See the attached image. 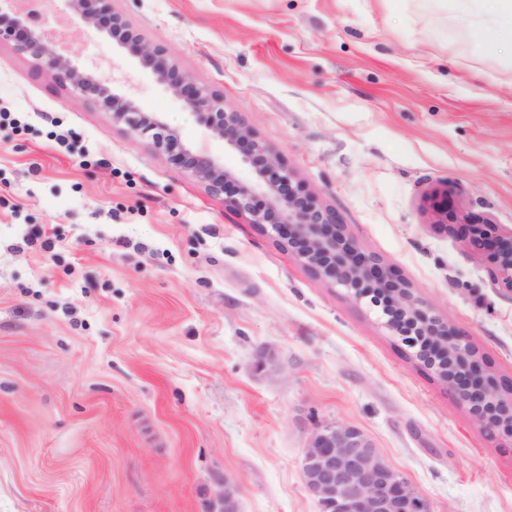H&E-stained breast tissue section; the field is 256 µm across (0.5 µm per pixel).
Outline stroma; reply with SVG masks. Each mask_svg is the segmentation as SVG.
<instances>
[{
    "label": "stroma",
    "mask_w": 512,
    "mask_h": 512,
    "mask_svg": "<svg viewBox=\"0 0 512 512\" xmlns=\"http://www.w3.org/2000/svg\"><path fill=\"white\" fill-rule=\"evenodd\" d=\"M222 94L380 256L512 380V292L434 226L512 231V41L488 52L459 0H112ZM139 106L239 176L213 138L94 29ZM0 512H321L308 435L354 426L429 512H512V441L477 425L375 310L315 276L148 138L0 46ZM282 366L257 371L260 355ZM239 511V486L230 478L224 477L218 483L213 500L211 512H238Z\"/></svg>",
    "instance_id": "stroma-1"
}]
</instances>
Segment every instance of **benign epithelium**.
Masks as SVG:
<instances>
[{"mask_svg":"<svg viewBox=\"0 0 512 512\" xmlns=\"http://www.w3.org/2000/svg\"><path fill=\"white\" fill-rule=\"evenodd\" d=\"M14 4L15 0H0V45L8 44L36 60L55 83L111 113L113 122L134 135L151 134L156 151L209 192L225 195L229 207L247 223L272 232L314 275L344 289L356 302L369 299L380 308L384 326L393 335L420 339L422 346L415 351L418 365L448 385L477 424L494 436L512 439V385L497 380L460 330L435 315L382 258L366 253L350 238L336 211L321 205L304 188L283 156L246 128L239 113L226 111L223 95L181 71L171 49L143 42L112 11L111 0H50L51 11H70L81 24L128 49L144 75L174 92L225 146L242 150L251 171L249 180L238 179L217 159L185 143L159 115L141 111L132 94L58 53L41 31L14 15ZM450 227L460 231L473 250L488 254L493 279L512 292V233L442 214L437 228L446 232ZM302 478L322 512H413L421 499L361 430L344 424L323 425L311 432L303 452ZM211 512H239L236 481L220 479Z\"/></svg>","mask_w":512,"mask_h":512,"instance_id":"obj_1","label":"benign epithelium"}]
</instances>
